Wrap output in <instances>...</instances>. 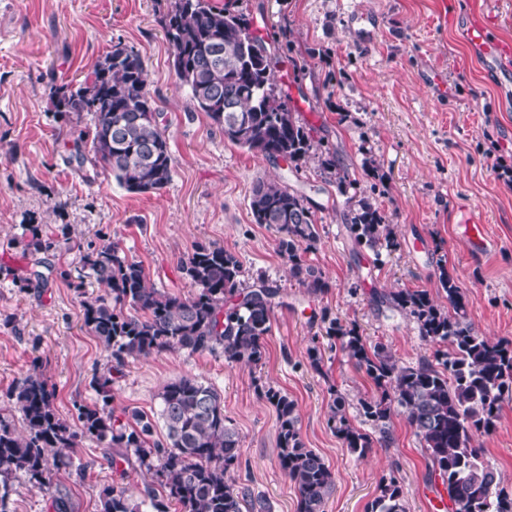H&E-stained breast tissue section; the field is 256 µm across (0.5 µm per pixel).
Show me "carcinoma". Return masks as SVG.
Returning a JSON list of instances; mask_svg holds the SVG:
<instances>
[{"label": "carcinoma", "mask_w": 512, "mask_h": 512, "mask_svg": "<svg viewBox=\"0 0 512 512\" xmlns=\"http://www.w3.org/2000/svg\"><path fill=\"white\" fill-rule=\"evenodd\" d=\"M160 24L180 84L188 88L196 108L206 113L224 138L266 159L282 160L296 170L316 156L317 146L306 126L276 90L273 55L241 14L211 0H168ZM224 43L220 62L208 54L215 38ZM140 56L119 44L98 61L91 75L73 84L51 82L56 111L90 112L91 134L73 140L70 161L81 168L89 161L109 171L132 193L156 192L172 180L171 155L159 112L146 90ZM250 210L257 224L278 233L277 250L311 293L327 287L301 253L314 247L319 233L307 198L278 182L257 180ZM344 224L357 245L375 248L394 244L396 233L387 214L370 197L351 203ZM28 248H50L40 225H29ZM96 280L111 299L83 305V324L111 351L120 373L126 359L179 348L192 353L221 349L229 363L258 364L280 291L260 280L245 290L239 257L221 246L197 244L181 260L180 269L195 291L187 296L149 288L142 267L119 256L116 243L103 244L85 255ZM51 266L36 262L25 277L29 288H45ZM439 283L448 308L434 303L424 290L402 289L377 295L380 306L406 313L420 335L443 346L436 363L402 367L382 346L369 347L353 327L330 321L327 335L374 382L380 395L361 403L364 419L379 428L378 443L393 438L387 421L394 409L406 418L429 459L431 476L440 480L451 512H512V494L481 460L474 440L491 432L502 404L512 399V342L478 334L468 319L464 289L442 269ZM97 401L78 404V426L62 419L55 408L56 387L41 374H29L7 392L21 415L24 433L0 419V506L8 495L7 480L16 474L49 493L52 471L71 465L63 453L81 436L107 442L116 466L138 463L155 471L162 494L147 493L152 512H168L176 502L183 512H266L249 488L229 478L239 465L241 438L224 417L217 390L195 376H181L158 393L157 419L134 413L123 422L107 410L112 401V374L94 377ZM278 421V463L293 484L298 512H325L335 476L323 457L305 447L294 400L278 390L265 391ZM330 421L352 453L364 455L372 439L346 417L345 402L333 398ZM165 435L154 438L157 422ZM100 512H137L126 490L106 487ZM370 512H407L406 492L394 476L379 484Z\"/></svg>", "instance_id": "carcinoma-1"}]
</instances>
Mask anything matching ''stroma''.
Returning a JSON list of instances; mask_svg holds the SVG:
<instances>
[{"label": "stroma", "mask_w": 512, "mask_h": 512, "mask_svg": "<svg viewBox=\"0 0 512 512\" xmlns=\"http://www.w3.org/2000/svg\"><path fill=\"white\" fill-rule=\"evenodd\" d=\"M245 15L271 44L278 87L314 141L348 172L336 184L316 161L284 173L275 163L225 139L193 105L171 66L157 0H0V417L19 422L6 396L18 379L44 374L57 389L55 407L75 421V407L97 398L91 382L113 364L109 351L82 322L84 302L109 289L85 275L89 246L117 243L138 262L148 287L187 295L179 269L196 244L236 253L243 279L264 278L284 301L271 319L259 364L229 363L223 353L170 349L127 359L112 378L110 410L120 418L155 415L161 387L194 375L224 401V415L242 438L241 463L231 474L262 498L268 512H297V497L278 464L277 414L262 396L271 386L297 405L301 435L335 475L325 512H369L382 478L396 476L409 512H432L441 492L405 417L392 412V447L349 451L330 421L334 396L350 422L378 438L360 403L377 390L363 370L325 334L321 315L356 327L368 344L383 345L398 365L433 360L436 343L422 338L408 315L378 308L374 294L402 288L427 291L440 306L447 268L464 288L469 319L490 339L512 341V110L466 52L458 16L487 0H217ZM375 18L372 36H354L352 11ZM139 54L147 91L161 114L173 177L161 191L135 194L111 173L77 167L69 148L91 131L90 113L55 112L49 80L84 79L115 44ZM442 73L446 95H436L426 71ZM285 181L307 193L319 240L303 253L326 283L312 294L293 278L277 251V234L255 223L249 203L257 179ZM367 196L396 226L397 247L355 245L344 223L350 199ZM472 209L495 247L467 251L455 213ZM38 224L51 244L53 268L45 288L23 285L36 261L27 227ZM319 345L321 370L308 350ZM476 445L512 492V399L496 428ZM72 467L52 475L53 493L72 512H99L105 487L126 488L140 512L145 492L158 489L154 472L118 468L105 444L88 438L69 449ZM51 495L11 479L7 512H55Z\"/></svg>", "instance_id": "obj_1"}]
</instances>
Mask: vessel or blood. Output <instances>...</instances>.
<instances>
[{"mask_svg":"<svg viewBox=\"0 0 512 512\" xmlns=\"http://www.w3.org/2000/svg\"><path fill=\"white\" fill-rule=\"evenodd\" d=\"M464 39L480 58L484 73L494 79L503 108L512 107V42L498 38L484 16L476 13L466 21ZM458 222L468 250L484 251L491 246V238L470 210H462Z\"/></svg>","mask_w":512,"mask_h":512,"instance_id":"b4317fda","label":"vessel or blood"}]
</instances>
